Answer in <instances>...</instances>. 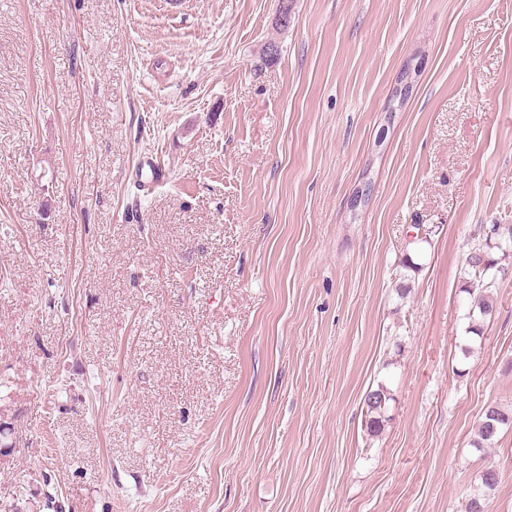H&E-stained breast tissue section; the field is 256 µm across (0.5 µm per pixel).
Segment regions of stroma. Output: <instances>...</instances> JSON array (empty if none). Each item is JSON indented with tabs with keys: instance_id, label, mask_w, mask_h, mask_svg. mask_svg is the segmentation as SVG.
<instances>
[{
	"instance_id": "stroma-1",
	"label": "stroma",
	"mask_w": 512,
	"mask_h": 512,
	"mask_svg": "<svg viewBox=\"0 0 512 512\" xmlns=\"http://www.w3.org/2000/svg\"><path fill=\"white\" fill-rule=\"evenodd\" d=\"M496 224L512 0H0V505L512 512ZM493 266L494 263L480 247L473 248L466 258L464 273L470 276L469 288H466V292L472 299L471 306L474 307L472 315L475 309H478L482 318L491 316L493 313V302L487 293L492 287V283L487 282V272ZM390 399V392L383 384L378 385L375 390H370L365 396L366 428L374 436L381 434L385 427L387 422L385 412ZM505 425H512V412L509 414L496 405L488 406L484 411L483 420L478 428L480 441L474 442L475 448L481 449L484 442L493 441L500 428ZM498 484V473L495 470H487L482 475L483 490L474 494L468 501L467 512H484L486 507V496L494 490Z\"/></svg>"
}]
</instances>
